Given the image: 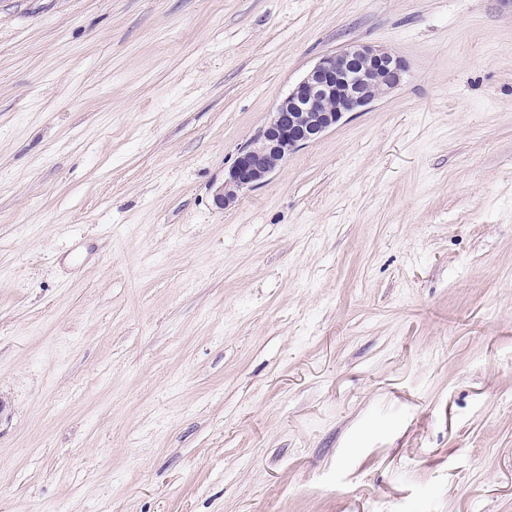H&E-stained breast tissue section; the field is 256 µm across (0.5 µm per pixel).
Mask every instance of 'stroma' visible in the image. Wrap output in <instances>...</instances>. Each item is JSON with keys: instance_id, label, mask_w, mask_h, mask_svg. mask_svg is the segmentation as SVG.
Wrapping results in <instances>:
<instances>
[{"instance_id": "stroma-1", "label": "stroma", "mask_w": 512, "mask_h": 512, "mask_svg": "<svg viewBox=\"0 0 512 512\" xmlns=\"http://www.w3.org/2000/svg\"><path fill=\"white\" fill-rule=\"evenodd\" d=\"M0 512H512V0H0ZM377 73L381 91L400 86L407 65L400 57L368 45L347 44L322 56L278 104L256 139L243 147L213 194L219 208L254 189L290 154L336 128L349 112H362L379 97L370 95L362 70Z\"/></svg>"}]
</instances>
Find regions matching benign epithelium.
I'll return each mask as SVG.
<instances>
[{"label":"benign epithelium","mask_w":512,"mask_h":512,"mask_svg":"<svg viewBox=\"0 0 512 512\" xmlns=\"http://www.w3.org/2000/svg\"><path fill=\"white\" fill-rule=\"evenodd\" d=\"M377 73L381 90L400 86L407 65L368 45L347 44L322 56L278 104L256 139L243 147L213 194L219 208L260 185L290 154L336 128L349 112H363L378 98L363 86L362 70Z\"/></svg>","instance_id":"7a95c632"}]
</instances>
